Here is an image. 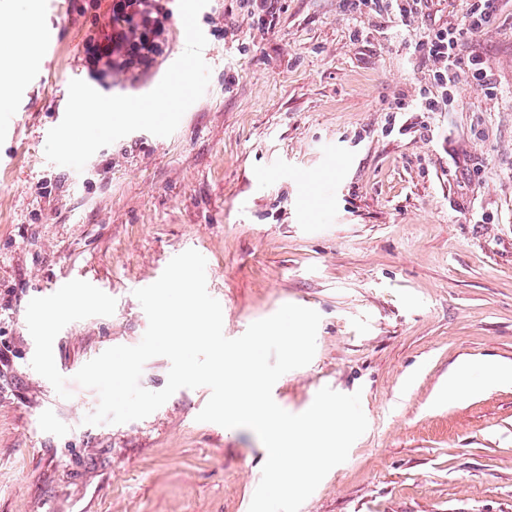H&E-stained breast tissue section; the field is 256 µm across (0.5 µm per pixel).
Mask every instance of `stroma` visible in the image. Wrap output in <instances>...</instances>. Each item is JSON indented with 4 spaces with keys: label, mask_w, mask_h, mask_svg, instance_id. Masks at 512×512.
Returning a JSON list of instances; mask_svg holds the SVG:
<instances>
[{
    "label": "stroma",
    "mask_w": 512,
    "mask_h": 512,
    "mask_svg": "<svg viewBox=\"0 0 512 512\" xmlns=\"http://www.w3.org/2000/svg\"><path fill=\"white\" fill-rule=\"evenodd\" d=\"M47 2L27 23L0 16L58 43L29 48L40 76L0 104V512H248L263 444L198 421L209 388L87 425L99 396L73 380L141 341L135 290L188 249L207 260L226 337L287 303L320 314L313 360L273 386L281 408L302 413L326 386L362 394L367 431L300 512H512V384L436 401L456 367L512 363V0L462 47L500 93L465 79L434 112L391 109L436 83L385 13L209 0L205 95L172 135L133 132L80 172L47 161L43 131L81 76L92 11ZM465 12L466 0H431L407 36L462 26ZM185 44L175 21L170 53L113 79V94L151 91ZM64 281L82 301L59 315Z\"/></svg>",
    "instance_id": "1"
}]
</instances>
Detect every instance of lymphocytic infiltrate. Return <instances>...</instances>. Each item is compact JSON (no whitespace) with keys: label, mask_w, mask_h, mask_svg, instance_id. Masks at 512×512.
<instances>
[{"label":"lymphocytic infiltrate","mask_w":512,"mask_h":512,"mask_svg":"<svg viewBox=\"0 0 512 512\" xmlns=\"http://www.w3.org/2000/svg\"><path fill=\"white\" fill-rule=\"evenodd\" d=\"M89 6L94 15L82 42L80 61L90 79L108 87L116 75L136 78L169 53L173 0H90ZM499 10V0H467L464 26L427 30L408 48L434 63L441 87L454 86L464 73L486 94L497 95L499 82L493 69L482 56H462L460 47L488 29Z\"/></svg>","instance_id":"lymphocytic-infiltrate-1"}]
</instances>
